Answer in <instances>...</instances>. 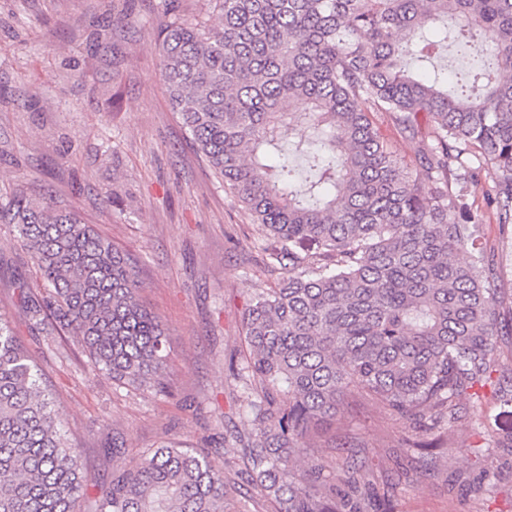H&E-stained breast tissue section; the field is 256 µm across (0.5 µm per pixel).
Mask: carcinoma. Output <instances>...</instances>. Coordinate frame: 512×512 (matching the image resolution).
Segmentation results:
<instances>
[{
    "mask_svg": "<svg viewBox=\"0 0 512 512\" xmlns=\"http://www.w3.org/2000/svg\"><path fill=\"white\" fill-rule=\"evenodd\" d=\"M175 0L157 30L169 105L250 213L266 266L288 268L245 305L243 410L249 506L355 512L321 478L320 438L348 399L415 432L461 421L499 365L503 299L469 187L512 227V0H212L220 24ZM481 56L454 74L413 73L448 35ZM413 142L416 178L384 140ZM0 223L36 261L30 324L75 336L126 384L161 387L166 340L143 305L136 260L50 200L0 196ZM27 349L0 317V512H78L80 449ZM224 465L162 445L112 471L100 512H228Z\"/></svg>",
    "mask_w": 512,
    "mask_h": 512,
    "instance_id": "1",
    "label": "carcinoma"
}]
</instances>
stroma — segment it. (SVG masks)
<instances>
[{"label":"stroma","mask_w":512,"mask_h":512,"mask_svg":"<svg viewBox=\"0 0 512 512\" xmlns=\"http://www.w3.org/2000/svg\"><path fill=\"white\" fill-rule=\"evenodd\" d=\"M160 0H0V191L53 198L139 264L141 300L161 320L163 391L137 389L99 370L75 337L30 326L21 285L36 262L0 224V316L30 350L64 410L65 436L82 452L81 512H97L112 447L133 458L167 443L226 454L231 512L246 488L248 433L241 311L284 277L266 271V242L202 161L168 103L155 33ZM481 235L504 299L500 364L512 386V232L486 220ZM443 447L404 455L409 423L357 399L336 418L339 449L323 459L359 512H512V399L486 393L461 407Z\"/></svg>","instance_id":"35a3bbf8"}]
</instances>
